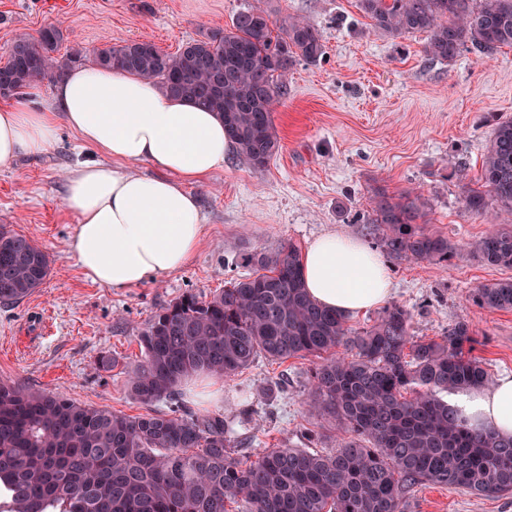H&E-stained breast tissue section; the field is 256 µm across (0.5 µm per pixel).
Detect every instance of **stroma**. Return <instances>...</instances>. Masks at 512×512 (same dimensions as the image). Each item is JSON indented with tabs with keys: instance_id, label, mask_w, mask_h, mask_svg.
Listing matches in <instances>:
<instances>
[{
	"instance_id": "1",
	"label": "stroma",
	"mask_w": 512,
	"mask_h": 512,
	"mask_svg": "<svg viewBox=\"0 0 512 512\" xmlns=\"http://www.w3.org/2000/svg\"><path fill=\"white\" fill-rule=\"evenodd\" d=\"M276 23L307 21L323 34L325 55L297 62L280 96L274 127L280 150L264 169L231 153L222 169L189 184L202 209L204 238L182 269L133 288L92 283L70 241L76 217L65 206L66 177L98 151L59 125L49 153L0 165V224L36 243L50 260L43 284L23 302L0 304V382L63 395L73 402L128 415L147 413L132 394L128 367L139 338L161 307L187 293L200 296L251 273L250 254L283 243L306 248L340 232L374 245L369 233L376 192L414 191L429 209L425 229L457 246L451 264L389 259L390 302L411 315V334L429 339L468 323L475 356L492 377L512 373V311L472 301L479 285L512 270L469 259L471 245L512 212L467 210L464 188L476 185L496 122L512 119V48L485 57L462 51L454 63L425 56L426 34L393 37L374 27L358 0H0V58L19 36L48 23L68 34L63 50L84 55L131 40L173 53L216 28H231L244 6ZM116 358L103 368L102 355ZM312 358L256 361L226 380L224 396L207 405L223 414L245 448H334L332 418L307 405ZM252 405L251 422L239 421ZM406 512H512V496L478 497L439 485L414 487Z\"/></svg>"
}]
</instances>
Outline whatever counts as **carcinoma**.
<instances>
[{
    "mask_svg": "<svg viewBox=\"0 0 512 512\" xmlns=\"http://www.w3.org/2000/svg\"><path fill=\"white\" fill-rule=\"evenodd\" d=\"M374 26L394 37L425 32L424 53L453 62L472 47L490 56L512 47V0H359ZM65 34L49 23L21 36L0 64L11 96L61 77L85 61L57 56ZM325 54L314 25L276 26L261 10L240 11L231 30H215L172 54L151 41L94 51L95 64L153 80L171 96L219 113L237 153L266 167L280 149L273 112L288 72ZM512 211V120L497 123L477 186L465 203L484 214L489 200ZM378 245L394 258L446 263L447 237L425 231L418 195L372 200ZM486 265L512 270V229L497 224L471 250ZM293 243L250 257L253 273L210 297L186 294L157 311L141 334V359L128 372L138 416L90 408L53 393L0 383V512H405V495L423 483L475 496L512 494V437L475 430L441 394L485 388L492 375L471 351L466 323L436 339H414L401 305L386 306L368 328L319 306L306 293ZM48 255L0 225V304L38 288ZM481 309L512 310V278L480 285ZM354 351L348 361L336 349ZM315 357L309 406L345 434L329 452L266 448L248 453L220 414L179 404L194 375L230 378L257 357Z\"/></svg>",
    "mask_w": 512,
    "mask_h": 512,
    "instance_id": "carcinoma-1",
    "label": "carcinoma"
}]
</instances>
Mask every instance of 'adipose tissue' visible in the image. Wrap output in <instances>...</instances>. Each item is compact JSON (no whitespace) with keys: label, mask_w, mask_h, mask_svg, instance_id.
<instances>
[{"label":"adipose tissue","mask_w":512,"mask_h":512,"mask_svg":"<svg viewBox=\"0 0 512 512\" xmlns=\"http://www.w3.org/2000/svg\"><path fill=\"white\" fill-rule=\"evenodd\" d=\"M65 122L100 160L66 179L65 205L77 218L71 247L85 277L132 288L185 266L203 240L198 198L188 183L224 166L232 144L218 113L165 96L149 80L97 66L55 82L49 98L0 105V164L49 152ZM156 168L150 178L133 163ZM306 290L322 307L355 316L391 294L388 265L360 239L327 233L303 251ZM449 404L476 429L512 436V374L484 389L450 394Z\"/></svg>","instance_id":"obj_1"}]
</instances>
